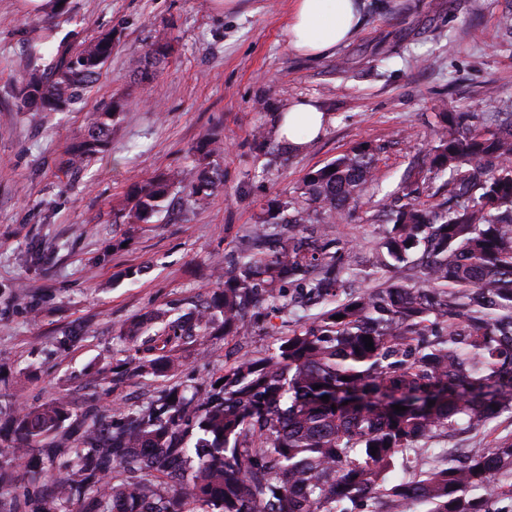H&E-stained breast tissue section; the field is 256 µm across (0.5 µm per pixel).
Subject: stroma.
<instances>
[{
    "label": "stroma",
    "mask_w": 512,
    "mask_h": 512,
    "mask_svg": "<svg viewBox=\"0 0 512 512\" xmlns=\"http://www.w3.org/2000/svg\"><path fill=\"white\" fill-rule=\"evenodd\" d=\"M292 0H0V417L62 399L57 431L77 448L75 425L148 406L173 386H208L243 353L266 356L319 309L262 303L246 332L214 323L182 352L168 376L126 378L130 325L160 311L189 312L215 286V265L231 258L271 202L293 200L304 177L367 143L375 176L351 223L330 225L351 244L346 290L384 288L404 273L377 264L386 226L380 207L400 179L417 171L442 112H512V0H368L355 36L334 55L309 58L283 35ZM75 43L111 33L108 73L77 108L21 109L15 87L36 60L34 26ZM302 98L333 119L327 134L290 154L253 131ZM113 105L108 146L84 167L62 165L93 112ZM219 136L214 164L224 190L206 208L171 193L144 224L118 216L135 177L190 165L197 145ZM512 437V413L477 431L440 436L419 470L442 456L476 452ZM69 454L41 477L0 463V505L34 512L51 493Z\"/></svg>",
    "instance_id": "35a3bbf8"
}]
</instances>
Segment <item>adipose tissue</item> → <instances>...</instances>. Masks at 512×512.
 <instances>
[{"label": "adipose tissue", "mask_w": 512, "mask_h": 512, "mask_svg": "<svg viewBox=\"0 0 512 512\" xmlns=\"http://www.w3.org/2000/svg\"><path fill=\"white\" fill-rule=\"evenodd\" d=\"M360 0H293L284 30L289 47L307 57L332 54L348 42L360 20ZM331 119L315 102L303 98L274 117L280 143L288 151H302L307 142L322 137Z\"/></svg>", "instance_id": "adipose-tissue-1"}]
</instances>
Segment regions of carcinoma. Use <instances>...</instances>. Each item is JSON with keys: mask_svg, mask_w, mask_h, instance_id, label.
I'll return each instance as SVG.
<instances>
[{"mask_svg": "<svg viewBox=\"0 0 512 512\" xmlns=\"http://www.w3.org/2000/svg\"><path fill=\"white\" fill-rule=\"evenodd\" d=\"M27 43L52 62L22 77L17 99L43 112L80 104L112 56L110 33L56 49L50 30L36 26ZM458 126L456 113H440L426 164L398 186L381 263L400 268L421 251L406 281L339 299L345 253L326 230L317 240L304 236L310 224L349 223L350 204L374 177L371 146L309 172L294 201L270 205L235 260L216 267L219 289L208 302L188 316L160 315L152 334L130 327L132 375L177 370L196 331L218 319L224 335H240L262 297L288 307L292 285L323 310L273 354L246 353L224 366L218 388L170 389L117 422L83 420L60 497L41 500L38 512H362L373 500L380 512H412L417 503L425 512H491L512 499V482H503L512 476L507 437L389 480L397 461L410 464L436 435L479 430L512 410V113L494 129L477 122L460 135ZM111 130L107 108L67 148L65 163L85 164ZM223 152L224 142L207 138L192 168L135 184L122 223L149 222L176 185L187 203L207 207L223 188L208 159ZM445 174L456 203L436 209L419 201L420 185ZM67 416L51 400L5 418L0 436L10 441V460L27 459L34 447L49 460L67 453L44 443ZM118 467L127 478L115 484ZM157 474L160 484L151 480Z\"/></svg>", "mask_w": 512, "mask_h": 512, "instance_id": "carcinoma-1", "label": "carcinoma"}]
</instances>
